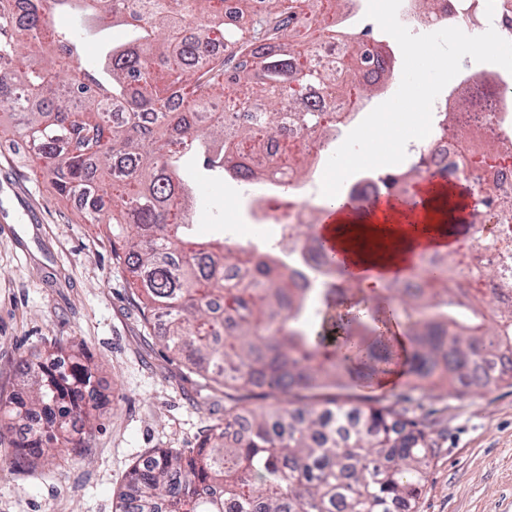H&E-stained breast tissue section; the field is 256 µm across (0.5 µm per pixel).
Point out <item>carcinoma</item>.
I'll return each mask as SVG.
<instances>
[{
	"instance_id": "cac0c4a2",
	"label": "carcinoma",
	"mask_w": 512,
	"mask_h": 512,
	"mask_svg": "<svg viewBox=\"0 0 512 512\" xmlns=\"http://www.w3.org/2000/svg\"><path fill=\"white\" fill-rule=\"evenodd\" d=\"M253 14L250 27L224 26L212 0H0V123L23 137L41 158L61 201L78 199L90 224L112 231V249L136 278L147 323L165 319L163 340L184 355L204 387L257 386L284 397L344 384L355 359L381 362L352 336L330 349L310 327L326 316L336 282H354L328 261L306 270L296 244L236 249L196 235L174 219L192 210L195 188L180 174L192 158L202 170L260 189L281 174L265 153L280 106L298 101L309 85L352 96L353 64L377 66L394 76L391 54L367 45L368 32L352 36V63L310 61V50L285 41L300 16L316 15L314 0H237ZM72 10L99 27L115 23L127 41L81 53V31L61 33L52 17ZM276 40L257 55L252 45ZM222 42L225 54L211 47ZM70 64L62 69L59 60ZM125 103V117L106 115ZM229 104L224 121L201 125L199 115ZM251 114L250 124L234 121ZM323 109L297 112L305 131L321 126ZM132 187L112 197L105 181ZM507 224L512 196L484 201ZM478 272L491 269L500 287L483 291L457 282L448 254L422 255L385 290L416 277L427 259V287L405 300L400 317L408 338L407 371L413 388L460 392L512 381V272L500 258L512 239L486 241ZM242 279L224 282V265ZM321 283L313 290L297 277ZM224 295L225 314L211 299ZM64 349L55 343L40 369L23 364L28 379L0 411L24 421L44 420L14 442L13 467L32 466L45 453L84 457L92 437L71 428V417L90 420L97 397L92 371L78 354L55 369ZM432 443L418 423L389 406L365 408L315 399L284 412L233 406L209 426L196 447L161 449L139 461L120 494L119 512H413L431 463Z\"/></svg>"
}]
</instances>
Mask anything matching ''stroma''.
I'll list each match as a JSON object with an SVG mask.
<instances>
[{"label":"stroma","mask_w":512,"mask_h":512,"mask_svg":"<svg viewBox=\"0 0 512 512\" xmlns=\"http://www.w3.org/2000/svg\"><path fill=\"white\" fill-rule=\"evenodd\" d=\"M22 139H0V396L24 379L19 363L43 362L55 340L83 346L104 405L87 457L41 459L36 469L10 467L0 441V512H115L132 467L157 448L195 447L208 426L239 403L280 409L264 387L205 391L189 363L171 354L132 298L130 274L102 228L86 223L34 173ZM198 181L195 222L205 239L246 244L277 239L272 224H254L249 197L236 181L185 170ZM378 289L342 290L330 302L322 335H343L338 317ZM337 401L394 407L433 442L417 512H512V386L463 395L357 383L332 391Z\"/></svg>","instance_id":"stroma-1"}]
</instances>
